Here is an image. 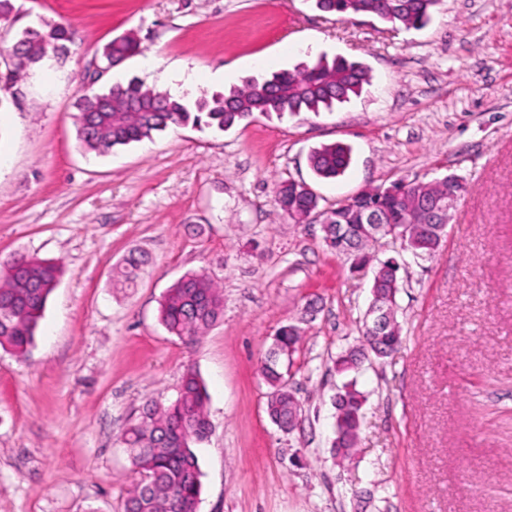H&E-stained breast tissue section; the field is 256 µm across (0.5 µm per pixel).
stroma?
<instances>
[{
  "mask_svg": "<svg viewBox=\"0 0 512 512\" xmlns=\"http://www.w3.org/2000/svg\"><path fill=\"white\" fill-rule=\"evenodd\" d=\"M0 44L46 19L74 29L64 67L43 64L0 109V262L59 265L25 357L0 349V512H123L138 481L120 443L147 399L174 400L187 368L212 422L196 445L199 512H512V0H441L429 23L345 20L315 0H13ZM141 55L102 85L161 91L182 70L209 97L319 55L368 66L360 95L314 115L230 129L172 126L106 154L85 151L82 75L114 37ZM351 147L334 180L309 154ZM463 176L468 191L436 254L400 272L403 343L366 361L352 462L331 454L336 357L358 344L372 268L329 249L320 224L275 203L283 180L331 207L361 191ZM148 255L135 287L112 269ZM189 272L224 294L200 342L170 334L163 295ZM297 325L289 384L302 422L266 413L260 366Z\"/></svg>",
  "mask_w": 512,
  "mask_h": 512,
  "instance_id": "stroma-1",
  "label": "stroma"
}]
</instances>
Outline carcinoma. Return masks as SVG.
Returning a JSON list of instances; mask_svg holds the SVG:
<instances>
[{
    "instance_id": "1",
    "label": "carcinoma",
    "mask_w": 512,
    "mask_h": 512,
    "mask_svg": "<svg viewBox=\"0 0 512 512\" xmlns=\"http://www.w3.org/2000/svg\"><path fill=\"white\" fill-rule=\"evenodd\" d=\"M319 8L341 19L352 15H371L393 25L407 28L424 25L440 0H316ZM19 54H0L5 72H0V87L16 103L23 95L22 82L28 71L54 57L64 66L76 44L75 32L67 27L44 23L27 27L17 38ZM141 52L140 42L120 36L105 44L98 58L117 67ZM370 81L368 68L343 57L324 56L300 68L281 70L262 81L248 79L211 98H200L194 107L167 92L147 86L137 78L127 84H114L99 90L82 88L75 115L82 146L100 154L129 146L164 130L170 125L189 121L228 129L255 113L282 117L302 112L318 114L359 95ZM112 111H103V102ZM309 161L320 179H335L351 162L349 147L334 143L313 150ZM467 192L466 180L451 172L434 185L422 182L404 184L401 193L375 187L350 199L345 206L323 211V240L329 248L364 263L375 260L361 233L360 219L370 212L383 214L388 224H407L400 245L403 252L419 259L432 257L445 239V233L419 223L422 200L430 197L442 203L448 196ZM276 203L294 220L318 210L316 194L290 180L280 182ZM145 256L130 255L113 269L118 288L137 284ZM400 265L388 258L378 261L372 283L371 304L382 303L394 310L400 288ZM56 265L36 258L14 256L0 263V348L24 356L34 342L35 332L46 301L57 279ZM222 288L202 273H187L165 293L160 304V320L171 334L194 344L223 315ZM297 329L282 326L266 353L261 373L268 385L267 412L274 424L290 432L288 419L302 412L286 379L287 364L297 341ZM402 342V328L397 319L384 329L385 350L378 358L390 356L392 346ZM362 348L356 347L336 359L343 373L357 370L362 363ZM366 402L364 392L352 380L336 393V429L333 456L351 457L358 438L360 418ZM206 387L198 373L189 369L183 376L175 400L162 404L148 400L121 436L129 462L140 480L127 493L124 512H198L201 495L200 468L192 444L203 441L209 433Z\"/></svg>"
}]
</instances>
